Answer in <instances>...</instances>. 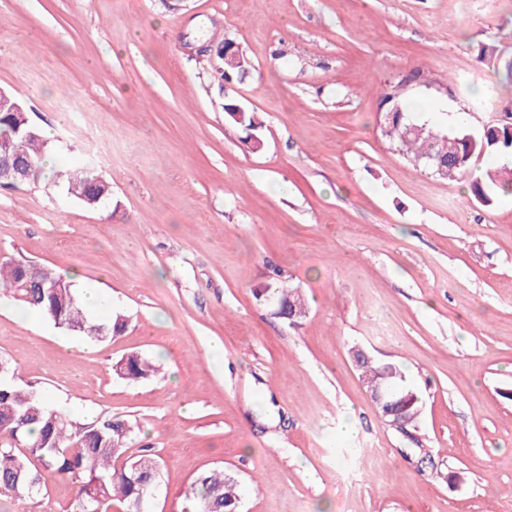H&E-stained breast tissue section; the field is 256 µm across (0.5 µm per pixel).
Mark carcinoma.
<instances>
[{
	"label": "carcinoma",
	"instance_id": "1",
	"mask_svg": "<svg viewBox=\"0 0 512 512\" xmlns=\"http://www.w3.org/2000/svg\"><path fill=\"white\" fill-rule=\"evenodd\" d=\"M224 49L236 51L242 60L236 67L215 69L218 78L231 83L242 82L250 73V63L232 40L224 41ZM479 61L489 68L505 70L512 80V56L497 47H484ZM386 105L381 135L409 160L439 176L435 163L453 160L460 163L456 179L467 176L472 162L484 155L503 157L507 163L486 173V178L470 183L474 199L484 206L494 203L498 195L512 194V123L496 124L490 130L474 133L469 127H441L418 123L409 115L406 97L387 92L382 97ZM224 112L244 133V142L253 151L264 146V122L259 113L246 108L233 96H226ZM0 145L9 146L10 153L31 164L27 183L34 184L43 174L41 164L46 147L41 131L32 124L28 113L3 109L0 111ZM66 192L84 205L98 196L107 200L112 195L109 182L89 168L63 171L57 175ZM23 261L0 263V295L9 297L23 311L39 315L75 335L96 341H107L126 330L129 319L113 312L104 322L93 321L79 305L76 292L62 275L40 267L38 279L45 289L25 288ZM255 296L276 301L286 315L304 303L295 288L280 283L275 287L256 290ZM0 373V495L28 503L27 512H39L38 497L45 488V476L71 480L78 486L71 512H85V507L98 506L101 512H112L119 504L121 512H137L139 501L147 498V482L158 479L162 458L152 448H142L139 454H129L136 439L134 425L120 418H97L80 422L52 406L46 394L24 388L16 382L17 371L3 362ZM115 372L129 381L146 380L158 372L149 359L140 354H128L115 365ZM360 379L373 388L397 391V396L409 395L412 404L401 411L407 427L417 426L420 399L405 385V376L397 364L378 360L359 365ZM126 459L117 469L114 462ZM187 500V512H239L240 495L237 481L224 474V468L201 472L192 483Z\"/></svg>",
	"mask_w": 512,
	"mask_h": 512
}]
</instances>
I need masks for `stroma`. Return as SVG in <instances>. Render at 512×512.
I'll return each mask as SVG.
<instances>
[{"label": "stroma", "mask_w": 512, "mask_h": 512, "mask_svg": "<svg viewBox=\"0 0 512 512\" xmlns=\"http://www.w3.org/2000/svg\"><path fill=\"white\" fill-rule=\"evenodd\" d=\"M226 38L257 152L209 63ZM489 44L512 55V0H0V90L57 169L112 185L95 209L50 173L0 187V262L79 270L130 318L89 347L1 298L0 358L75 417L137 423L163 459L150 512H184L216 466L240 512H512V197L482 206L380 134L385 89L431 125L512 110ZM276 274L299 324L255 296ZM355 346L418 392L414 438L381 422ZM134 352L160 373L119 378ZM241 110V112H239ZM224 111L237 124L242 132L244 142L253 151H260L264 146L262 131L264 122L258 112L249 110L235 97L227 94L224 101Z\"/></svg>", "instance_id": "35a3bbf8"}]
</instances>
